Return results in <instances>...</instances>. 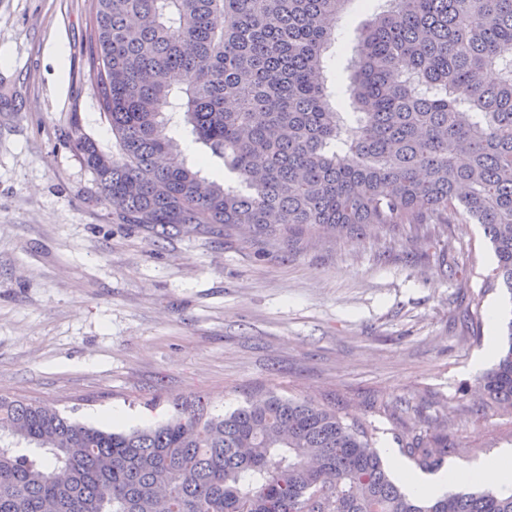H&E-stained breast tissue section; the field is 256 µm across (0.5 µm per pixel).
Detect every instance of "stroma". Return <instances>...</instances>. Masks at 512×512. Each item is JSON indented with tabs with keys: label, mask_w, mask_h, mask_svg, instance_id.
<instances>
[{
	"label": "stroma",
	"mask_w": 512,
	"mask_h": 512,
	"mask_svg": "<svg viewBox=\"0 0 512 512\" xmlns=\"http://www.w3.org/2000/svg\"><path fill=\"white\" fill-rule=\"evenodd\" d=\"M375 7L350 0L336 24L337 102ZM91 19L92 0H0V96L19 102L0 112V395L127 430L187 400L218 414L275 393L335 408L378 451L445 436L446 470L512 449V412L472 410V364L491 368L512 320L482 225L160 239L116 223L64 143L76 114L114 148L85 77Z\"/></svg>",
	"instance_id": "1"
}]
</instances>
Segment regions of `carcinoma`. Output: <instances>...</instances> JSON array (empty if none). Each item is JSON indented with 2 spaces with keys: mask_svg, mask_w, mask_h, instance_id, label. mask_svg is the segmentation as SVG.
Masks as SVG:
<instances>
[{
  "mask_svg": "<svg viewBox=\"0 0 512 512\" xmlns=\"http://www.w3.org/2000/svg\"><path fill=\"white\" fill-rule=\"evenodd\" d=\"M350 0H93L87 77L116 151L73 113L67 140L121 224H250L351 233L467 217L512 295V0H382L358 36L349 95L331 105L325 54ZM183 115L240 187L189 167ZM507 348L476 379L512 409ZM35 446L20 453L13 442ZM438 469L440 436L412 437ZM512 512V494L410 496L368 429L270 394L225 414L202 400L115 431L0 395V512ZM168 134L180 143L183 154L189 163L195 162L205 149L201 144L194 141L193 136L189 132V128H187L183 123L181 114L175 117L173 122L169 125ZM188 142L194 147V152L192 154H188L184 149L185 144Z\"/></svg>",
  "mask_w": 512,
  "mask_h": 512,
  "instance_id": "obj_1",
  "label": "carcinoma"
}]
</instances>
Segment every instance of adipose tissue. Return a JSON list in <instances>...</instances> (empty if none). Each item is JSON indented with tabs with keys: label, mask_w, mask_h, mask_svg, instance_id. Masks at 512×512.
Masks as SVG:
<instances>
[{
	"label": "adipose tissue",
	"mask_w": 512,
	"mask_h": 512,
	"mask_svg": "<svg viewBox=\"0 0 512 512\" xmlns=\"http://www.w3.org/2000/svg\"><path fill=\"white\" fill-rule=\"evenodd\" d=\"M469 480L492 484L503 491L512 492V450L498 453L476 469L465 473L447 470L430 477L409 476L407 488L419 496L437 497L442 495L448 486Z\"/></svg>",
	"instance_id": "1"
}]
</instances>
